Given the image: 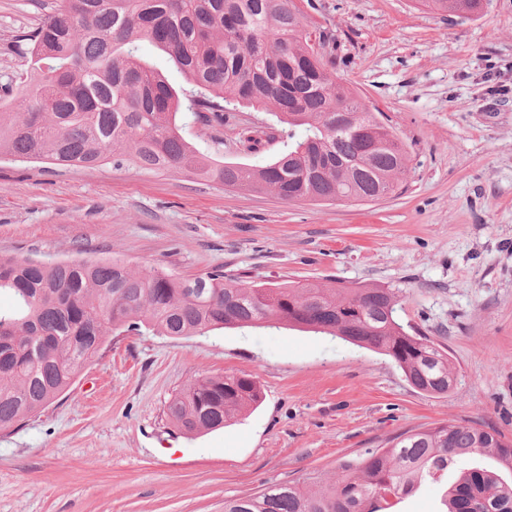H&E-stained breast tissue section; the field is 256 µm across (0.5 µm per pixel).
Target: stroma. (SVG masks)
I'll return each mask as SVG.
<instances>
[{
    "label": "stroma",
    "mask_w": 512,
    "mask_h": 512,
    "mask_svg": "<svg viewBox=\"0 0 512 512\" xmlns=\"http://www.w3.org/2000/svg\"><path fill=\"white\" fill-rule=\"evenodd\" d=\"M58 0H0V98L23 88L27 40ZM333 34L336 75L402 141L400 188L363 202H287L184 173L0 160V255L118 260L194 277L401 289L399 321L442 342L448 394L414 388L390 357L284 323L108 339L71 387L0 430V512H224V501L338 473L411 428L474 424L512 442V0L444 17L418 0H295ZM261 131L247 150L242 129ZM182 135L259 165L282 142L273 111ZM227 373L262 398L236 422L177 429L166 404ZM456 471L394 512H442Z\"/></svg>",
    "instance_id": "stroma-1"
}]
</instances>
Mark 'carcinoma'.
<instances>
[{
    "mask_svg": "<svg viewBox=\"0 0 512 512\" xmlns=\"http://www.w3.org/2000/svg\"><path fill=\"white\" fill-rule=\"evenodd\" d=\"M444 16H473L484 0H420ZM30 84L19 110L0 103V157L59 168L109 158L134 173L188 172L230 188L272 190L286 202L366 201L394 192L402 142L336 77L327 35L294 0H60L28 35ZM148 42L187 77L175 87L141 55ZM276 108L284 150L264 166L218 161L181 135L180 114L224 123L237 106ZM0 430L67 390L112 335L164 336L285 322L390 356L433 395L456 380L448 353L396 316L400 290L268 288L226 278L142 273L119 261L41 262L0 255ZM251 374L205 378L167 406L187 433L218 429L260 402ZM456 468L448 512H512V443L469 424L407 430L342 466L224 500V512H391L392 500Z\"/></svg>",
    "mask_w": 512,
    "mask_h": 512,
    "instance_id": "cac0c4a2",
    "label": "carcinoma"
}]
</instances>
